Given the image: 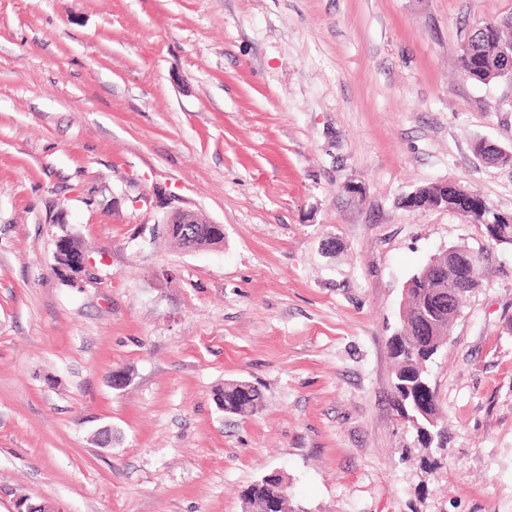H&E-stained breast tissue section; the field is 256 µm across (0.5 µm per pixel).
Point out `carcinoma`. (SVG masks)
<instances>
[{"label":"carcinoma","instance_id":"1","mask_svg":"<svg viewBox=\"0 0 512 512\" xmlns=\"http://www.w3.org/2000/svg\"><path fill=\"white\" fill-rule=\"evenodd\" d=\"M512 45L503 25L485 23L472 30L467 37L460 58L465 77L481 84H488L505 76L504 69L512 68V61L500 58L502 46ZM483 223L492 224L498 231L512 239V216H506L492 205H486ZM190 238L200 249L218 245L223 239L212 234L209 224H188ZM441 267L422 269L411 277L413 289L408 295L409 320L391 339V354L396 361L393 402L401 415L415 417L420 428L416 429L424 455L422 466L431 468L436 457L429 453L433 438L441 437L437 426L416 410V404L428 406V412L437 415L434 393L430 392L428 364L446 342L450 328L460 313V301L480 287V276L475 256L463 247L453 248L452 255H438ZM219 407L228 414H242L256 410L261 403V393L247 381L224 385L216 398ZM244 512H289L287 496L279 495L275 486L260 479L242 494Z\"/></svg>","mask_w":512,"mask_h":512}]
</instances>
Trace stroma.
I'll use <instances>...</instances> for the list:
<instances>
[{"label": "stroma", "instance_id": "35a3bbf8", "mask_svg": "<svg viewBox=\"0 0 512 512\" xmlns=\"http://www.w3.org/2000/svg\"><path fill=\"white\" fill-rule=\"evenodd\" d=\"M512 0H0V512H512V80L459 67ZM224 243L195 252L164 203ZM94 261L56 269L62 227ZM463 246L482 273L429 365L434 469L393 404L404 287ZM128 376L112 386L114 372ZM245 380L252 413L216 394ZM111 429L112 442L98 436ZM509 221L511 223H509ZM485 224H493V233L488 232V238L495 242L497 245H502L504 241L498 238V233L495 231L497 229L501 233H504L512 240V216H506L497 209H495L492 205L486 202V209L483 213V222L482 226L485 228V231L490 230L491 227H487ZM219 407L228 414H242L256 410L261 403V393L247 381H235L224 385L216 398ZM244 512H294L290 508L286 495H279V491L272 484L261 478L255 481L242 494Z\"/></svg>", "mask_w": 512, "mask_h": 512}]
</instances>
